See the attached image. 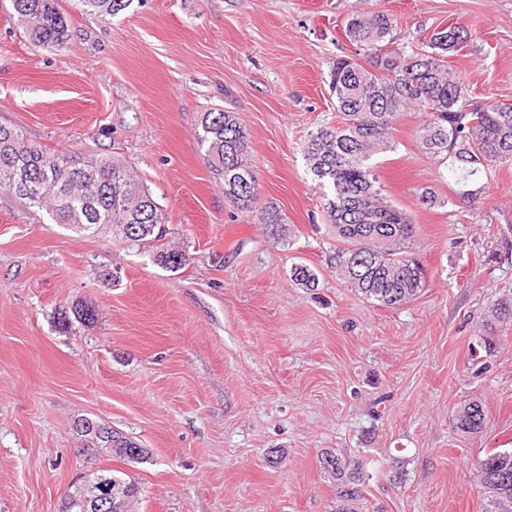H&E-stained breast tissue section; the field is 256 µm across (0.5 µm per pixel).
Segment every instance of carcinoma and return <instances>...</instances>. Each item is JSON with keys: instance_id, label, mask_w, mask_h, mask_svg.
<instances>
[{"instance_id": "obj_1", "label": "carcinoma", "mask_w": 512, "mask_h": 512, "mask_svg": "<svg viewBox=\"0 0 512 512\" xmlns=\"http://www.w3.org/2000/svg\"><path fill=\"white\" fill-rule=\"evenodd\" d=\"M24 23L29 42L38 48L67 43L68 24L55 0H10ZM80 9L97 18L125 10L130 0H78ZM393 19L384 12L355 9L348 14L346 38L364 51L366 64L336 60L329 88L340 122L323 125L307 135L302 151L308 170L323 190L328 224L336 233V271L364 298L393 308L418 297L424 288L423 269L410 256L414 225L402 208L383 196L373 158L393 149L391 131L408 110L426 118L417 130L425 153L442 163L463 187L498 165H512V102L492 105L470 102L462 82L448 69V54L461 50L468 31L459 25L436 29L421 47L406 51L391 47ZM212 173L224 184V196L238 209L251 212L257 199L256 180L249 166L247 137L231 112L201 115L196 134ZM0 191L27 208L46 212L56 224L84 231L110 224L126 240L146 243L162 239L165 214L148 188L127 167L109 157L84 160L51 155L0 125ZM259 221L272 236L285 239L282 217L273 205ZM155 261L168 269L185 265V256L161 248ZM485 412L470 402L455 416L462 433L478 432ZM82 447L108 448L130 463L146 451L123 434L109 429L106 438L80 435ZM336 480V512H358L366 477L360 464L337 455L322 457ZM119 482L115 512H131L139 488L124 471L100 468ZM482 512H512V450L497 451L481 460L479 475Z\"/></svg>"}]
</instances>
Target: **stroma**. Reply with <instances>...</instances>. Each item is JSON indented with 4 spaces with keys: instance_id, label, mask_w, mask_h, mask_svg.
<instances>
[{
    "instance_id": "35a3bbf8",
    "label": "stroma",
    "mask_w": 512,
    "mask_h": 512,
    "mask_svg": "<svg viewBox=\"0 0 512 512\" xmlns=\"http://www.w3.org/2000/svg\"><path fill=\"white\" fill-rule=\"evenodd\" d=\"M57 4L69 40L38 49L0 0V124L124 163L186 263L0 193V512H62L87 466L84 417L147 450L131 467L96 457L135 479L136 512H334L327 452L363 464L367 512H482L480 461L512 448V322L490 321L512 302V165L463 201L421 148L424 113L401 115L376 173L415 226L426 286L387 308L331 267L302 143L339 121L329 73L364 59L343 32L358 6L393 18L398 48L465 26L450 71L471 102L512 100V0H132L106 18ZM214 109L244 131L257 204L280 210L287 241L225 198L196 140ZM425 191L446 206L421 205ZM297 264L315 287L293 281ZM79 302L94 322L61 328ZM475 399L484 425L461 433ZM485 412L478 402H469L456 414L454 424L462 433L473 434L478 432L485 421Z\"/></svg>"
}]
</instances>
